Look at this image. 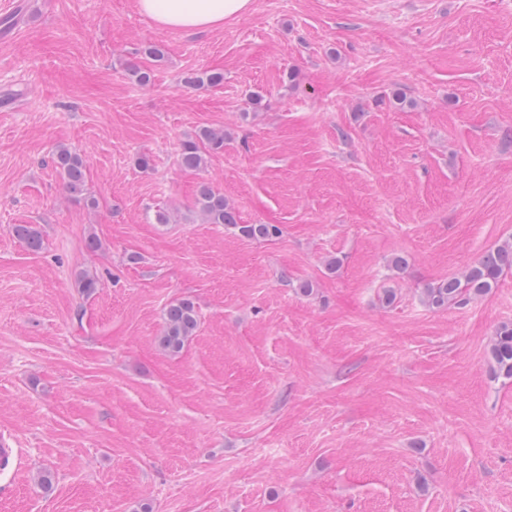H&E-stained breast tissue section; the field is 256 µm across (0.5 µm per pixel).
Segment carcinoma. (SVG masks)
I'll list each match as a JSON object with an SVG mask.
<instances>
[{
    "label": "carcinoma",
    "mask_w": 512,
    "mask_h": 512,
    "mask_svg": "<svg viewBox=\"0 0 512 512\" xmlns=\"http://www.w3.org/2000/svg\"><path fill=\"white\" fill-rule=\"evenodd\" d=\"M191 86L207 84L220 86L224 83V73L217 70L184 79ZM224 151V130L202 129L198 138L185 141L179 150L181 167L197 171L205 164L209 155ZM54 167L60 172L67 191L82 196L86 204L97 207L95 198L85 195L86 162L81 155L66 145H59L53 153ZM195 207L207 224H224L246 239L267 240L279 233L275 224H240L235 210L224 199V194L207 183L198 186ZM13 233L25 241L28 248L38 251L42 247L39 231L32 224H16ZM512 270V242L506 241L486 252L474 264L460 274L433 283L423 291L424 303L434 309L443 310L451 305H466L491 292L498 285L501 276ZM197 311L193 302L182 299L169 305L165 312L163 332L159 338L161 347L178 353L197 329ZM494 362V373L505 379H512V323H503L495 331L490 345Z\"/></svg>",
    "instance_id": "obj_1"
}]
</instances>
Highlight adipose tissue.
Here are the masks:
<instances>
[{"label":"adipose tissue","mask_w":512,"mask_h":512,"mask_svg":"<svg viewBox=\"0 0 512 512\" xmlns=\"http://www.w3.org/2000/svg\"><path fill=\"white\" fill-rule=\"evenodd\" d=\"M139 12L159 27L209 30L249 11L251 0H136Z\"/></svg>","instance_id":"1"}]
</instances>
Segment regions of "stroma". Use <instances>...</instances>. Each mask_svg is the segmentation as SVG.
<instances>
[{
  "label": "stroma",
  "mask_w": 512,
  "mask_h": 512,
  "mask_svg": "<svg viewBox=\"0 0 512 512\" xmlns=\"http://www.w3.org/2000/svg\"><path fill=\"white\" fill-rule=\"evenodd\" d=\"M7 16L0 512H512V380L489 353L512 271L461 307L421 297L512 241V0H252L195 33L136 0ZM209 70L223 85H185ZM206 127L223 152L182 169ZM61 143L97 208L66 191ZM202 182L280 234L203 223ZM179 299L199 325L171 353ZM197 317L196 307L190 300L182 299L170 304L165 312L164 328L159 338L161 347L172 353L180 352L197 329Z\"/></svg>",
  "instance_id": "stroma-1"
}]
</instances>
